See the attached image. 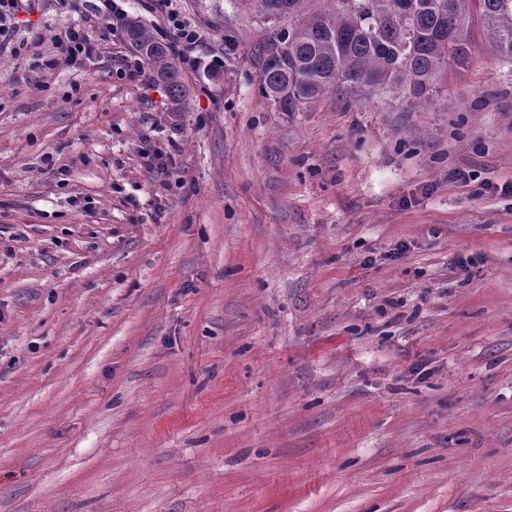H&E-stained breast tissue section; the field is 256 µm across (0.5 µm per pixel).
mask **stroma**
<instances>
[{
    "instance_id": "stroma-1",
    "label": "stroma",
    "mask_w": 512,
    "mask_h": 512,
    "mask_svg": "<svg viewBox=\"0 0 512 512\" xmlns=\"http://www.w3.org/2000/svg\"><path fill=\"white\" fill-rule=\"evenodd\" d=\"M181 11L177 102L0 59V512H512V67L287 115ZM145 6L149 10L158 9L166 17L168 26L172 28L174 35L175 54L179 60L180 67L187 71L196 70L200 61L197 56H193L192 49L200 38L197 26L182 16L177 7V0H150L145 1Z\"/></svg>"
}]
</instances>
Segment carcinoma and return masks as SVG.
I'll return each mask as SVG.
<instances>
[{"label":"carcinoma","instance_id":"obj_1","mask_svg":"<svg viewBox=\"0 0 512 512\" xmlns=\"http://www.w3.org/2000/svg\"><path fill=\"white\" fill-rule=\"evenodd\" d=\"M255 14L297 18L259 46V90L280 112H300L336 94L373 88L416 99L431 91L445 67L463 68L474 51L467 29L478 19L488 47L512 65V0H244ZM129 45L167 83L174 101L183 87L168 48L137 21Z\"/></svg>","mask_w":512,"mask_h":512}]
</instances>
